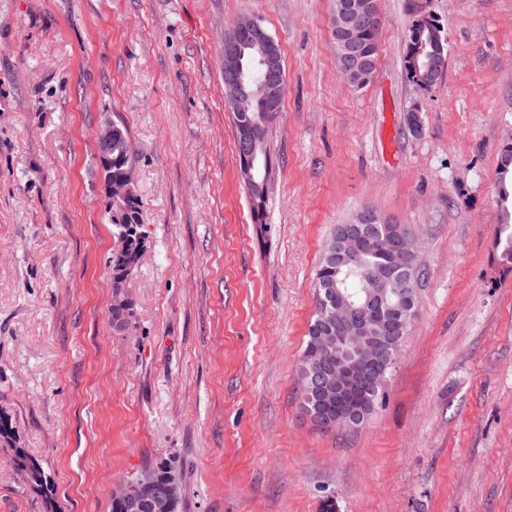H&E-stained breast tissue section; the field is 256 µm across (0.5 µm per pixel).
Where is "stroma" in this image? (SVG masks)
<instances>
[{"label": "stroma", "instance_id": "1", "mask_svg": "<svg viewBox=\"0 0 512 512\" xmlns=\"http://www.w3.org/2000/svg\"><path fill=\"white\" fill-rule=\"evenodd\" d=\"M332 0H0V413L59 512L125 480L182 479L181 512H512V265L493 241L512 135V0H379L352 87ZM434 15L446 68L408 79ZM258 19L286 87L254 223L224 107V39ZM135 151L146 248L112 330L114 237L96 133ZM372 210L417 239L416 319L355 429L301 406L314 274ZM0 512H44L0 447ZM437 22L431 15H421L416 21L414 25V32L412 33V36L414 37L415 34H421L424 31H428L429 34L433 37V48L434 54L437 55V59L442 58V52H443V60L438 61L436 66L426 73V75L422 76V79L420 82L418 79H415V75L411 72L409 63L411 60V68L415 73H418L419 67H418V61L420 66V74L422 75L425 71L424 62H426L428 59V55L432 52V45H431V39L428 35V33H424L422 36V43H423V50L422 53L419 55L418 59L415 56H412L414 52L413 45L409 44V41L407 42V52L405 57V69L407 71V75L409 78L414 82L416 85H418L423 90H429L431 88V85L433 86L438 79L436 76L439 74V72H442L445 68V62H446V49L444 45V51L443 47L441 45L440 36L437 30ZM412 56V57H411ZM411 57V58H410ZM434 81V82H433ZM433 83V84H432Z\"/></svg>", "mask_w": 512, "mask_h": 512}]
</instances>
